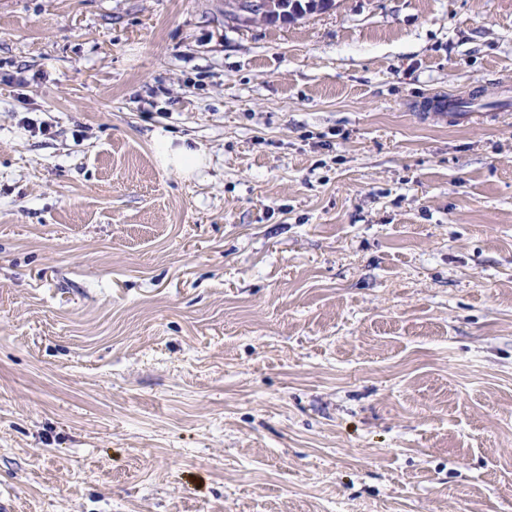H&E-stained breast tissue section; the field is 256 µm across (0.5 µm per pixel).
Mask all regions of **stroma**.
Listing matches in <instances>:
<instances>
[{
	"label": "stroma",
	"instance_id": "obj_1",
	"mask_svg": "<svg viewBox=\"0 0 512 512\" xmlns=\"http://www.w3.org/2000/svg\"><path fill=\"white\" fill-rule=\"evenodd\" d=\"M0 499L512 512V0H0ZM305 0H279L277 2L278 15L273 19L270 10L273 8L270 0H240L234 3L227 9L225 18L236 20L240 22H249L252 14L259 12L268 14L264 16L255 17L251 23L265 22L273 24L281 20V22H295L302 19L308 13H312L307 9ZM282 16V18H281ZM280 18V19H279ZM156 156L163 167L173 168L185 176H191L204 166L205 156L183 145L173 146L172 139L162 131L155 132Z\"/></svg>",
	"mask_w": 512,
	"mask_h": 512
}]
</instances>
